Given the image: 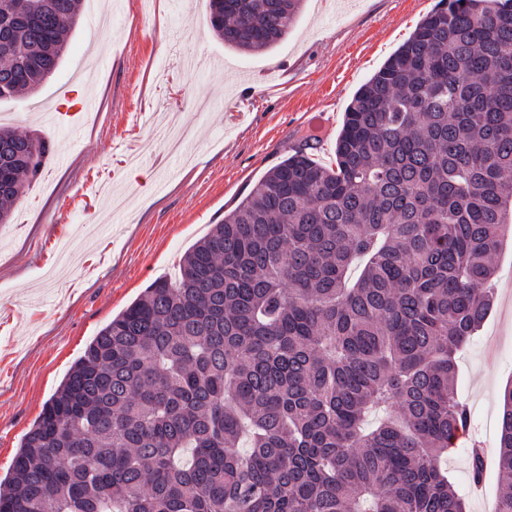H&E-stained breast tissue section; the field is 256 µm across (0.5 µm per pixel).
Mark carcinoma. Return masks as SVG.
Wrapping results in <instances>:
<instances>
[{
	"instance_id": "cac0c4a2",
	"label": "carcinoma",
	"mask_w": 512,
	"mask_h": 512,
	"mask_svg": "<svg viewBox=\"0 0 512 512\" xmlns=\"http://www.w3.org/2000/svg\"><path fill=\"white\" fill-rule=\"evenodd\" d=\"M81 0H6L0 101L62 61ZM301 0H210L262 52ZM46 141L0 127V203ZM512 0H438L354 94L334 164L300 147L106 324L24 436L0 512H467L456 355L512 226ZM493 512H512V385Z\"/></svg>"
}]
</instances>
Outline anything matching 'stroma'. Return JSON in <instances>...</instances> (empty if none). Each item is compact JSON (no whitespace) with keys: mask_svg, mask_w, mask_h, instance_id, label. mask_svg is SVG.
Masks as SVG:
<instances>
[{"mask_svg":"<svg viewBox=\"0 0 512 512\" xmlns=\"http://www.w3.org/2000/svg\"><path fill=\"white\" fill-rule=\"evenodd\" d=\"M103 19L84 0L63 61L37 92L0 102V125L51 143L53 152L0 224V478L45 402L98 331L180 258L268 169L315 134L314 160L335 158L357 89L410 36L436 0H303L273 49L224 46L208 0H109ZM256 80L225 95V71ZM90 77L96 108L71 136L53 106ZM287 84L288 94H272ZM178 110L193 131L180 155L139 114ZM496 300L459 354L458 393L473 440L486 448L481 495L470 451L448 454V476L468 512H492L500 394L512 381V236L499 252Z\"/></svg>","mask_w":512,"mask_h":512,"instance_id":"stroma-1","label":"stroma"}]
</instances>
